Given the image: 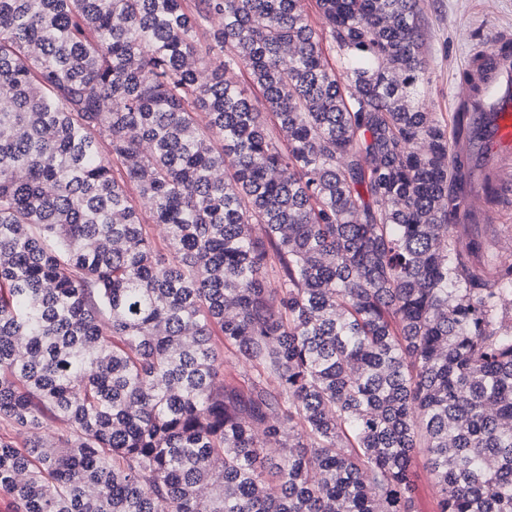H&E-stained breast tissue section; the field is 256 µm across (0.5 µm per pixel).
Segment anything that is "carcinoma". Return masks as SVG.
Masks as SVG:
<instances>
[{"label":"carcinoma","instance_id":"carcinoma-1","mask_svg":"<svg viewBox=\"0 0 512 512\" xmlns=\"http://www.w3.org/2000/svg\"><path fill=\"white\" fill-rule=\"evenodd\" d=\"M315 5L0 0L15 512H418L420 456L438 512H512V253L454 224L469 113L423 98L419 0Z\"/></svg>","mask_w":512,"mask_h":512}]
</instances>
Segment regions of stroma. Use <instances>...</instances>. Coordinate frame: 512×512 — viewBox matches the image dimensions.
Listing matches in <instances>:
<instances>
[{"mask_svg": "<svg viewBox=\"0 0 512 512\" xmlns=\"http://www.w3.org/2000/svg\"><path fill=\"white\" fill-rule=\"evenodd\" d=\"M421 7L430 71L425 98L432 111L447 117L462 92L458 74L472 51L500 32L512 33V0H423Z\"/></svg>", "mask_w": 512, "mask_h": 512, "instance_id": "obj_1", "label": "stroma"}]
</instances>
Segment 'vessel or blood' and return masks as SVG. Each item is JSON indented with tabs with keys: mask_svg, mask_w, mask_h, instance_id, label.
Returning <instances> with one entry per match:
<instances>
[{
	"mask_svg": "<svg viewBox=\"0 0 512 512\" xmlns=\"http://www.w3.org/2000/svg\"><path fill=\"white\" fill-rule=\"evenodd\" d=\"M483 56L490 60L491 69L473 71L475 89L459 99L473 112L479 127L474 142L453 144L455 157L464 159L472 153L479 158L477 173L461 200L456 218L460 224L476 218L485 224L498 223L499 211L487 199L512 185V37L498 34Z\"/></svg>",
	"mask_w": 512,
	"mask_h": 512,
	"instance_id": "1",
	"label": "vessel or blood"
}]
</instances>
